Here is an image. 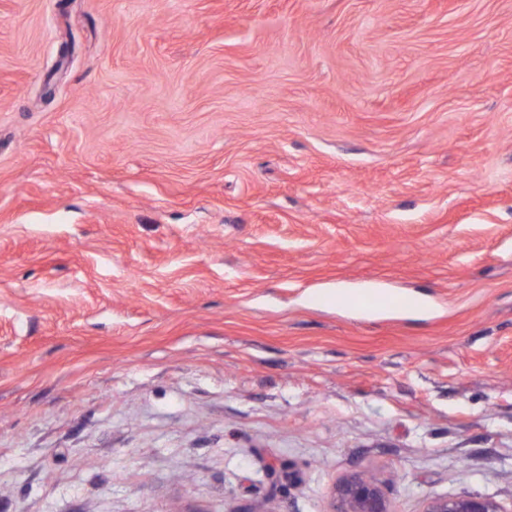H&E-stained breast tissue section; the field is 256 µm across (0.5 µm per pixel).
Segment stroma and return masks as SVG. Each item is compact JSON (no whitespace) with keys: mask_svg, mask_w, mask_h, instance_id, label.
Listing matches in <instances>:
<instances>
[{"mask_svg":"<svg viewBox=\"0 0 512 512\" xmlns=\"http://www.w3.org/2000/svg\"><path fill=\"white\" fill-rule=\"evenodd\" d=\"M360 469L512 504V0H0V512Z\"/></svg>","mask_w":512,"mask_h":512,"instance_id":"1","label":"stroma"}]
</instances>
